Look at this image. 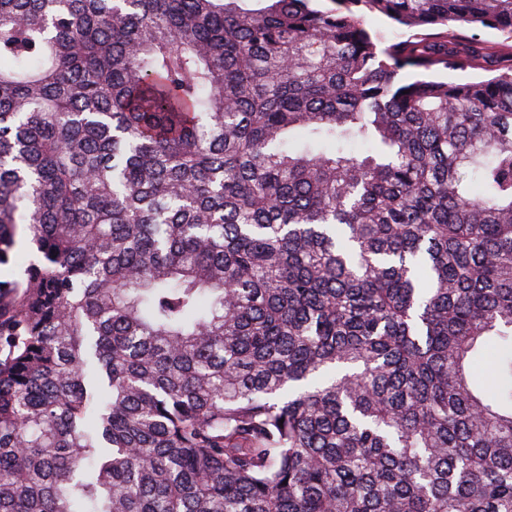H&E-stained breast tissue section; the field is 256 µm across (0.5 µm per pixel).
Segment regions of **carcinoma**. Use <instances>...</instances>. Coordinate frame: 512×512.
Here are the masks:
<instances>
[{"mask_svg":"<svg viewBox=\"0 0 512 512\" xmlns=\"http://www.w3.org/2000/svg\"><path fill=\"white\" fill-rule=\"evenodd\" d=\"M20 247L0 512H512V0H0Z\"/></svg>","mask_w":512,"mask_h":512,"instance_id":"cac0c4a2","label":"carcinoma"}]
</instances>
